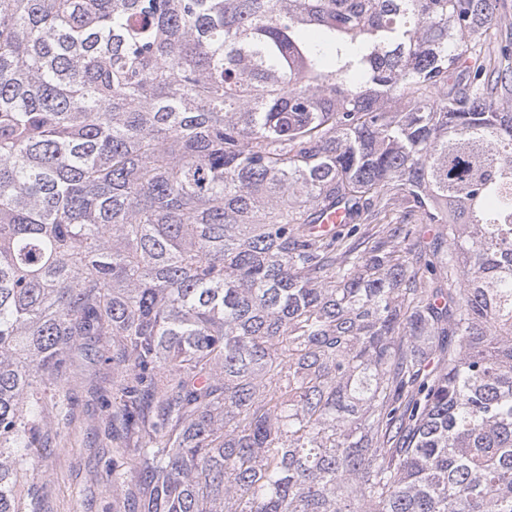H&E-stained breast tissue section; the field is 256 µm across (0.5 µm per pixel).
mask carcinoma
<instances>
[{
  "instance_id": "obj_1",
  "label": "carcinoma",
  "mask_w": 512,
  "mask_h": 512,
  "mask_svg": "<svg viewBox=\"0 0 512 512\" xmlns=\"http://www.w3.org/2000/svg\"><path fill=\"white\" fill-rule=\"evenodd\" d=\"M501 7L0 0V512L106 344L133 512H512Z\"/></svg>"
}]
</instances>
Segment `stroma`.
I'll return each mask as SVG.
<instances>
[{
  "label": "stroma",
  "mask_w": 512,
  "mask_h": 512,
  "mask_svg": "<svg viewBox=\"0 0 512 512\" xmlns=\"http://www.w3.org/2000/svg\"><path fill=\"white\" fill-rule=\"evenodd\" d=\"M120 394L111 354L80 359L58 391L46 392L47 427L19 493L35 512H113L127 487L112 474L130 468V456L112 438V404Z\"/></svg>",
  "instance_id": "obj_1"
}]
</instances>
